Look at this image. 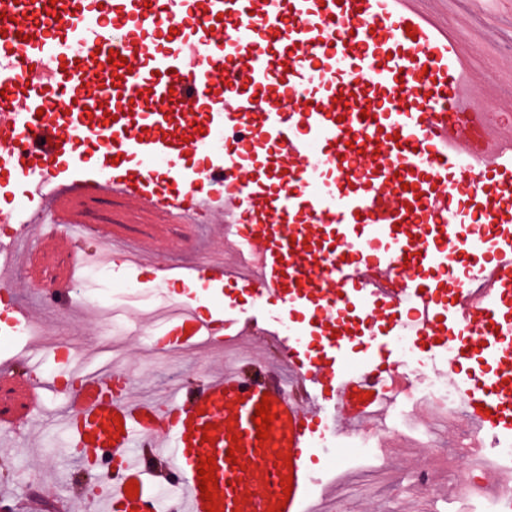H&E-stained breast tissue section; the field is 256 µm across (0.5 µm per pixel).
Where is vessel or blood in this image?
I'll return each mask as SVG.
<instances>
[{"label": "vessel or blood", "mask_w": 512, "mask_h": 512, "mask_svg": "<svg viewBox=\"0 0 512 512\" xmlns=\"http://www.w3.org/2000/svg\"><path fill=\"white\" fill-rule=\"evenodd\" d=\"M505 25L512 0H0V194L23 184L44 226L34 240L11 236L0 292L11 294L18 265L41 283L57 228L85 224L89 203L107 195L158 224L213 225L228 248L185 273L158 266L151 244L113 256L162 281L237 291L205 313L173 302L153 318L155 349L258 339L288 370L287 382L266 380L261 361L254 376L219 370L193 393L139 401L125 369L31 342L0 363L20 402L9 422L57 377L78 381L59 423L71 447L111 458L99 512H161L148 454L178 478L183 512H207L197 470L210 456L219 512H317V448L387 431L406 370L386 338L401 330L417 348L447 352L472 426L512 437ZM51 82L71 111L47 108ZM96 254L78 249L59 278L80 284ZM246 303L264 318L242 316ZM12 305L0 328L9 342L33 324ZM356 328L374 341L353 370ZM35 352L55 369L33 363ZM265 396L274 420L261 441L254 416ZM287 454L288 466L278 461Z\"/></svg>", "instance_id": "1"}]
</instances>
